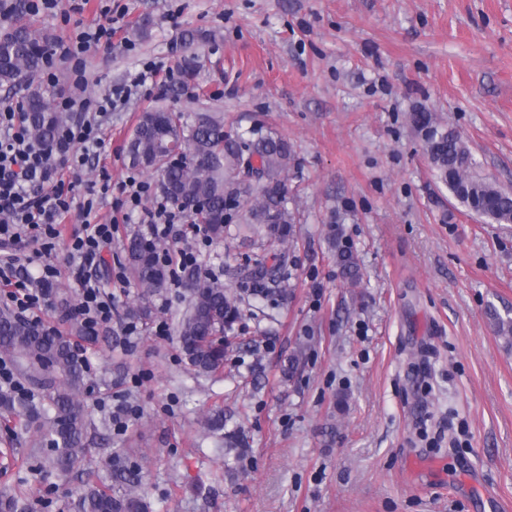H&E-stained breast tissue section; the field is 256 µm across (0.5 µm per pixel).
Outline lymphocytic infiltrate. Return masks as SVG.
<instances>
[{"mask_svg":"<svg viewBox=\"0 0 512 512\" xmlns=\"http://www.w3.org/2000/svg\"><path fill=\"white\" fill-rule=\"evenodd\" d=\"M103 23L75 32L55 45L53 63L67 64L73 91L60 102L74 113L72 123L60 128V140L46 147L34 143L24 113L0 109V247L15 249L24 237H59V224L75 217L83 228L70 243L71 277L80 289L79 312L87 331L112 320V298L95 275L102 251L110 246L114 224L98 222L93 199L77 202L79 171L90 158L105 152L104 119L126 103L138 88L157 74L153 65L144 66L129 83L112 87L97 99L85 97L88 82L85 56L101 42L111 41V7H103ZM57 275L56 267L42 262L37 281L0 268V288L20 313L35 318V309Z\"/></svg>","mask_w":512,"mask_h":512,"instance_id":"lymphocytic-infiltrate-1","label":"lymphocytic infiltrate"}]
</instances>
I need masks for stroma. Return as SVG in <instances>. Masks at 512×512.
<instances>
[{
  "label": "stroma",
  "instance_id": "stroma-1",
  "mask_svg": "<svg viewBox=\"0 0 512 512\" xmlns=\"http://www.w3.org/2000/svg\"><path fill=\"white\" fill-rule=\"evenodd\" d=\"M111 48L86 57L89 96L144 64L153 86L112 113L103 162L116 226L97 276L111 278L110 323L87 338L67 263L80 225L64 220L44 323L75 337L89 369L93 463L42 471L33 430L0 422V491L27 512H77L86 479L121 494L136 470L150 512H503L512 506V224H487L440 183L412 114L456 129L481 175L512 191V0H112ZM151 27L135 36L142 18ZM196 76L170 90L181 57ZM219 113L225 127L291 143L298 203L287 296L259 299L241 269L260 238L228 225L212 240L174 225L241 297L224 369L198 375L178 341L197 271L149 291L125 275V145L140 114ZM337 239L355 255L341 273ZM135 324V335L124 333ZM298 355L289 367L290 355ZM139 410L126 428L113 422ZM224 412V431L207 429ZM241 444H224L225 431Z\"/></svg>",
  "mask_w": 512,
  "mask_h": 512
}]
</instances>
